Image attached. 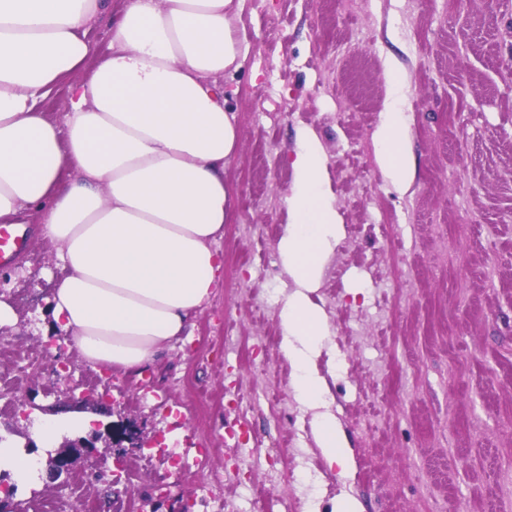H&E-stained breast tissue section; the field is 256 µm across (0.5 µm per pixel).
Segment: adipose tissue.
I'll use <instances>...</instances> for the list:
<instances>
[{"instance_id": "ef3b65f1", "label": "adipose tissue", "mask_w": 512, "mask_h": 512, "mask_svg": "<svg viewBox=\"0 0 512 512\" xmlns=\"http://www.w3.org/2000/svg\"><path fill=\"white\" fill-rule=\"evenodd\" d=\"M244 0H122L108 52L76 84L63 124L38 108L92 53L88 25L107 0H0V222L43 216L63 274L53 317L83 359L135 370L160 357L209 303L223 260L212 241L231 223L224 169L239 127L222 81L247 59L234 21ZM408 116L388 102L374 133L379 168L414 181ZM77 171L62 181L61 168ZM288 222L277 250L289 290L279 312L296 397L315 409L329 466L352 457L313 368L329 325L311 298L342 233L326 160L301 132L290 161Z\"/></svg>"}]
</instances>
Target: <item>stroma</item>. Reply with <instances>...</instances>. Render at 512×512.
I'll use <instances>...</instances> for the list:
<instances>
[{
    "instance_id": "obj_1",
    "label": "stroma",
    "mask_w": 512,
    "mask_h": 512,
    "mask_svg": "<svg viewBox=\"0 0 512 512\" xmlns=\"http://www.w3.org/2000/svg\"><path fill=\"white\" fill-rule=\"evenodd\" d=\"M250 44L224 80L241 130L224 177L234 218L211 303L190 335L138 371L87 364L55 322L60 275L32 214L29 246L0 267V440L25 450L38 484L0 471L19 512H146L158 489L189 512H512V0H245ZM48 91L62 123L69 85L88 79L112 36ZM410 117L416 178L396 191L373 134L391 94ZM317 135L344 234L314 295L330 334L315 360L327 409L354 455L329 467L314 411L291 388L277 244L288 222V159ZM96 376V387L87 379ZM151 397H143L141 387ZM95 389L104 405L68 406ZM132 425L128 481L81 458L58 479L43 428L63 417Z\"/></svg>"
}]
</instances>
